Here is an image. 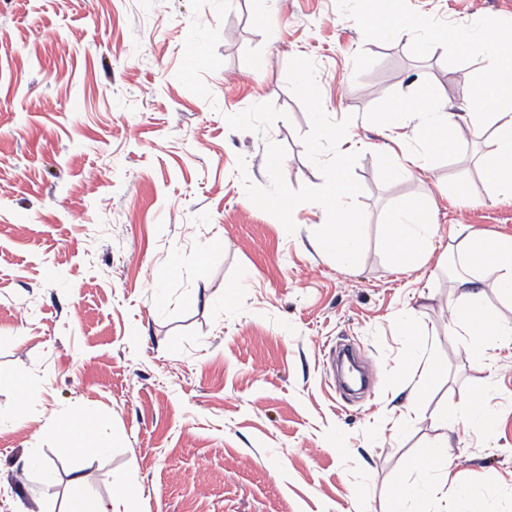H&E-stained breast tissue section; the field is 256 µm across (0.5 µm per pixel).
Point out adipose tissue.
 Listing matches in <instances>:
<instances>
[{"label": "adipose tissue", "mask_w": 512, "mask_h": 512, "mask_svg": "<svg viewBox=\"0 0 512 512\" xmlns=\"http://www.w3.org/2000/svg\"><path fill=\"white\" fill-rule=\"evenodd\" d=\"M447 37L463 51L481 46L485 69L495 80L493 100H486L478 89H471L469 110L457 121L439 103L429 101L418 105L398 98L385 114V129L392 132L403 128L409 115H417L420 119L418 132L427 151L435 147L447 148L452 139L491 134L496 160L484 170L486 183L493 196H512V40L503 39L490 20L475 28L449 30ZM427 151L405 153L402 160L389 169V180H403L414 168L426 170ZM387 234L393 243L396 264L419 266L429 257L436 226L420 203L402 200L393 211ZM460 244L465 266L492 269L499 297L512 303V237H479L466 233ZM458 288L460 293L453 305L454 318L449 333L464 338L466 357L481 362L500 346L512 343V324L485 326L489 312L480 293L473 290L471 279L459 278ZM417 495L424 500L450 498L455 503L453 512H469L471 492L457 484L449 471L424 482Z\"/></svg>", "instance_id": "1"}]
</instances>
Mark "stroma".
Here are the masks:
<instances>
[{
  "label": "stroma",
  "instance_id": "1",
  "mask_svg": "<svg viewBox=\"0 0 512 512\" xmlns=\"http://www.w3.org/2000/svg\"><path fill=\"white\" fill-rule=\"evenodd\" d=\"M380 14L426 22L431 51L418 28L383 39ZM487 19L512 32V0H0V512L121 482L127 512H391L444 435L476 512H512V349L476 363L448 337L455 233L512 236V199L489 194L487 138L389 183L403 149L381 127L393 99L456 112L490 84L481 49L444 39ZM295 56L360 154L355 267L317 242L324 209L297 206L291 234L245 192L268 184L271 142L291 188L323 182ZM401 199L442 241L407 270L386 236ZM407 312L438 365L418 388ZM486 390L490 426L443 433ZM86 406L76 447L54 425ZM32 456L52 484L23 472Z\"/></svg>",
  "mask_w": 512,
  "mask_h": 512
}]
</instances>
